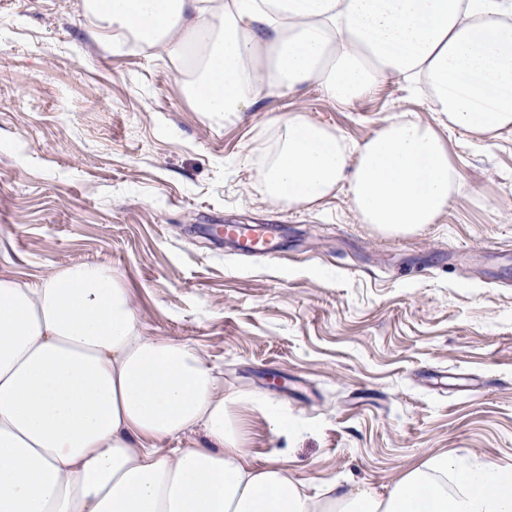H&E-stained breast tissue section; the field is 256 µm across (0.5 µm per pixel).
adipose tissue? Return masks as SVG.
<instances>
[{"mask_svg":"<svg viewBox=\"0 0 512 512\" xmlns=\"http://www.w3.org/2000/svg\"><path fill=\"white\" fill-rule=\"evenodd\" d=\"M180 64L198 111L248 112L315 85L350 107L396 79L439 126L406 114L352 142L293 112L252 163L269 202L346 189L389 235L437 223L462 175L441 128L487 149L512 130V0H85ZM190 343L144 335L128 288L84 262L36 283L0 273V512H512V468L428 458L383 486L308 493L253 462L241 406ZM198 434L199 443L176 447Z\"/></svg>","mask_w":512,"mask_h":512,"instance_id":"1","label":"adipose tissue"}]
</instances>
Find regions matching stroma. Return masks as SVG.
<instances>
[{
	"label": "stroma",
	"mask_w": 512,
	"mask_h": 512,
	"mask_svg": "<svg viewBox=\"0 0 512 512\" xmlns=\"http://www.w3.org/2000/svg\"><path fill=\"white\" fill-rule=\"evenodd\" d=\"M84 0H0V271L35 283L98 262L146 335L186 341L287 414L249 413L259 462L297 480L383 485L430 456L512 466V131L492 150L447 133L463 181L439 223L387 235L345 192L270 203L254 151L292 112L358 142L436 113L387 81L349 108L308 85L205 118L178 67L101 43ZM266 224L269 255L209 235Z\"/></svg>",
	"instance_id": "obj_1"
}]
</instances>
